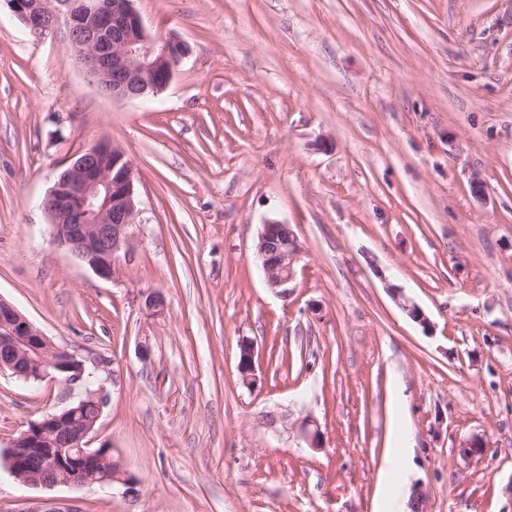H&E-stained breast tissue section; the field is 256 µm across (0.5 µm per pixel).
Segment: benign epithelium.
<instances>
[{"instance_id": "obj_1", "label": "benign epithelium", "mask_w": 512, "mask_h": 512, "mask_svg": "<svg viewBox=\"0 0 512 512\" xmlns=\"http://www.w3.org/2000/svg\"><path fill=\"white\" fill-rule=\"evenodd\" d=\"M12 12L32 34L51 36L71 47L89 81L117 99L138 100L167 89L189 54L174 37L151 34L133 6L134 0H8ZM53 228L56 245L110 280L126 252L128 229L138 216L135 172L125 153L110 142L79 151L57 175L40 201ZM281 222L262 224L256 253L268 286L288 296L301 254L296 236L280 233ZM238 371L252 384L254 348L243 342ZM8 370L26 382L50 375L68 384L91 383L84 361L52 339L8 302L0 299V372ZM97 402L96 417L84 421L73 406L47 413L6 446L5 468L18 482L35 487L79 486L136 491L137 479L125 468H105L108 454L89 447L104 408L101 389L87 391ZM300 437L321 447V431L308 420Z\"/></svg>"}]
</instances>
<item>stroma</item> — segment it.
Segmentation results:
<instances>
[{
    "label": "stroma",
    "instance_id": "obj_1",
    "mask_svg": "<svg viewBox=\"0 0 512 512\" xmlns=\"http://www.w3.org/2000/svg\"><path fill=\"white\" fill-rule=\"evenodd\" d=\"M134 7L190 52L163 93L127 101L0 0V299L109 360L97 436L139 481L47 489L0 463V512H380L398 397L402 494L512 512V0ZM101 142L130 160L139 209L109 281L38 206ZM268 220L302 247L284 297L255 252ZM84 396L0 373V450ZM307 419L321 448L297 435ZM469 439L481 458L458 453Z\"/></svg>",
    "mask_w": 512,
    "mask_h": 512
}]
</instances>
